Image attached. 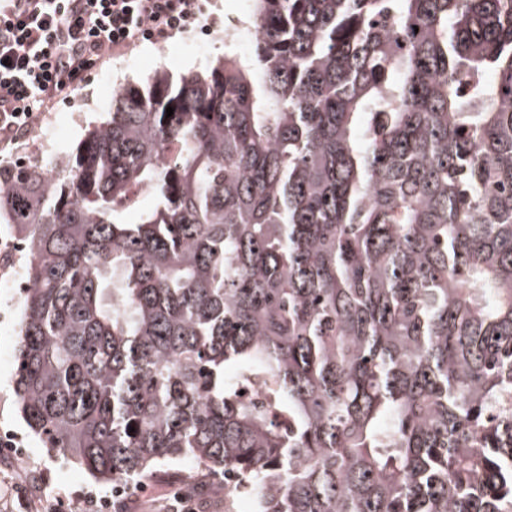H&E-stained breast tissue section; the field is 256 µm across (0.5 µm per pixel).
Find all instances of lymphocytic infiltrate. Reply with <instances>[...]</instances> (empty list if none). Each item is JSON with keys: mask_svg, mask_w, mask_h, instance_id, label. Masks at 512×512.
<instances>
[{"mask_svg": "<svg viewBox=\"0 0 512 512\" xmlns=\"http://www.w3.org/2000/svg\"><path fill=\"white\" fill-rule=\"evenodd\" d=\"M203 12L204 0H0V141L112 55L181 33Z\"/></svg>", "mask_w": 512, "mask_h": 512, "instance_id": "1", "label": "lymphocytic infiltrate"}]
</instances>
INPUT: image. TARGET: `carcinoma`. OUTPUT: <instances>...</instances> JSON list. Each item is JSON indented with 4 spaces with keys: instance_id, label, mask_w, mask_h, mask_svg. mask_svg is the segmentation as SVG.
<instances>
[{
    "instance_id": "carcinoma-1",
    "label": "carcinoma",
    "mask_w": 512,
    "mask_h": 512,
    "mask_svg": "<svg viewBox=\"0 0 512 512\" xmlns=\"http://www.w3.org/2000/svg\"><path fill=\"white\" fill-rule=\"evenodd\" d=\"M248 22L250 60L122 86L59 171L0 162L20 417L102 484L188 459L255 512H512V0Z\"/></svg>"
}]
</instances>
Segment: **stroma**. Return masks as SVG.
Segmentation results:
<instances>
[{"label": "stroma", "instance_id": "stroma-1", "mask_svg": "<svg viewBox=\"0 0 512 512\" xmlns=\"http://www.w3.org/2000/svg\"><path fill=\"white\" fill-rule=\"evenodd\" d=\"M237 10V0H208L203 27H190L164 43L141 42L94 70L80 89L59 100L52 111L42 114L40 127L49 134L41 146L43 160L50 162L72 154L89 128L106 119L112 98L105 94L104 83H138L156 70L176 76L204 73L210 62L223 56L224 17ZM17 330L16 323L0 320V432L10 430L19 435L33 462V473L41 478L39 500L62 495L75 512H86L87 498L107 494L110 488L95 483L79 465L48 455L19 418L11 387ZM182 469V464L174 463L145 480L142 486L123 488L122 497L129 502L130 512H153L154 503L166 500L171 492L183 490Z\"/></svg>", "mask_w": 512, "mask_h": 512}]
</instances>
